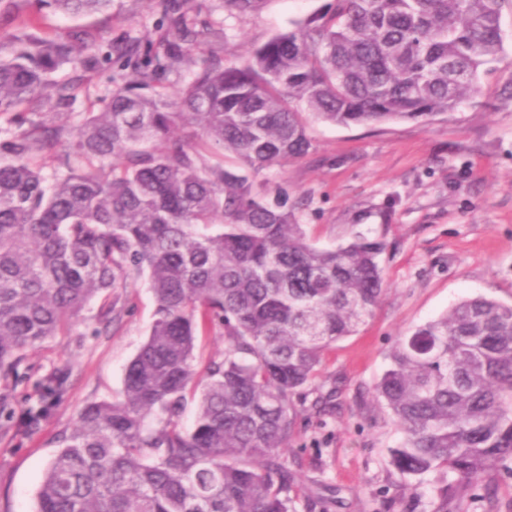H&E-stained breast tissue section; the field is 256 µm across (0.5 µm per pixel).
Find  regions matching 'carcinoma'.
Returning <instances> with one entry per match:
<instances>
[{
	"instance_id": "cac0c4a2",
	"label": "carcinoma",
	"mask_w": 512,
	"mask_h": 512,
	"mask_svg": "<svg viewBox=\"0 0 512 512\" xmlns=\"http://www.w3.org/2000/svg\"><path fill=\"white\" fill-rule=\"evenodd\" d=\"M112 0H51L69 14ZM505 0H333L225 64L220 24L188 21L166 0L158 39L111 45L129 73L76 125L58 123L85 86L88 34L48 36L32 16L0 54V375L66 330L96 299L147 277L148 337L122 398L84 405L56 439L36 512H295L281 451L294 398L325 349L357 332L385 290L379 242L320 249L288 200L253 173L307 154L304 115L337 125L428 121L479 89L503 48ZM211 45L182 88L164 76ZM63 65L76 75L52 79ZM55 155L53 179L39 157ZM224 329V353L196 366V339ZM374 397L402 429L390 464L403 478L441 471L448 492L480 485L512 458V305L466 299L398 338ZM65 372L41 383L58 392ZM194 424L182 423L187 394ZM44 401L28 408L34 428Z\"/></svg>"
}]
</instances>
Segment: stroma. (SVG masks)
<instances>
[{
    "mask_svg": "<svg viewBox=\"0 0 512 512\" xmlns=\"http://www.w3.org/2000/svg\"><path fill=\"white\" fill-rule=\"evenodd\" d=\"M197 19L224 24L219 54L242 62L248 49L323 10L328 0H261L229 11L224 0H178ZM160 0H112L103 13L70 16L42 9L48 35L87 31L107 41L159 36ZM504 49L480 74V93L431 121L337 125L309 120L311 146L297 160L263 170L259 181L286 192L311 242L335 248L360 236L380 241L388 283L355 335L325 350L313 387L294 400L296 434L283 453L294 476L296 512H430L440 479H405L389 464L402 432L373 397L401 334L460 300L512 304V0L501 13ZM112 300L121 311L105 326L90 305L69 328L30 349L22 382L0 379L10 417H0V512H35L57 436L91 401L122 396L127 364L145 341L154 299L145 278ZM67 375L62 392L32 431L18 419L40 399L37 384ZM484 496L457 489L448 512H512V461L495 465Z\"/></svg>",
    "mask_w": 512,
    "mask_h": 512,
    "instance_id": "stroma-1",
    "label": "stroma"
}]
</instances>
